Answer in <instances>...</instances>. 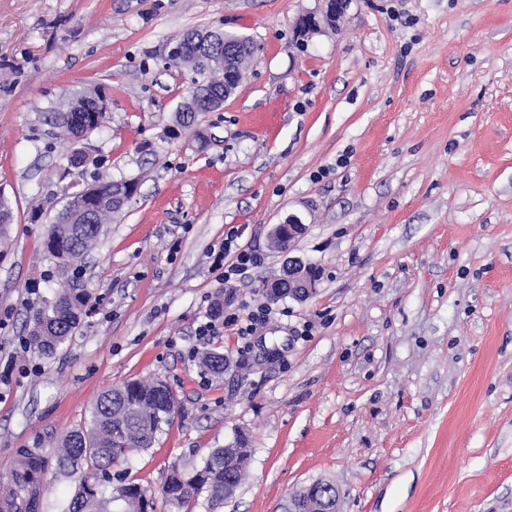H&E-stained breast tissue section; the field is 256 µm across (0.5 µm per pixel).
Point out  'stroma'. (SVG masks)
I'll use <instances>...</instances> for the list:
<instances>
[{"mask_svg": "<svg viewBox=\"0 0 512 512\" xmlns=\"http://www.w3.org/2000/svg\"><path fill=\"white\" fill-rule=\"evenodd\" d=\"M320 0H0V504L20 449L43 458L38 512H66L77 478L58 440L100 394L161 378L178 415L114 466L168 512L171 468L193 474L247 435L236 495L186 512H285L323 479L342 512H512V0H348L301 43ZM259 50L220 112L176 131L191 75L165 65L188 30ZM100 93L88 160L138 195L84 260L91 309L50 356L23 347L50 296V219L81 170L48 122ZM307 226L292 254L273 225ZM264 262L224 280L230 228ZM317 266L316 294L267 303L288 256ZM270 313L247 339L200 337L214 303ZM232 365L205 375L201 352Z\"/></svg>", "mask_w": 512, "mask_h": 512, "instance_id": "obj_1", "label": "stroma"}]
</instances>
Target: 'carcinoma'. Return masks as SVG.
<instances>
[{"label":"carcinoma","instance_id":"1","mask_svg":"<svg viewBox=\"0 0 512 512\" xmlns=\"http://www.w3.org/2000/svg\"><path fill=\"white\" fill-rule=\"evenodd\" d=\"M185 57L168 60L174 69H187L205 80L207 96L200 100L206 109L211 96L224 95V74L206 69L195 57V47L189 45V33L178 40ZM97 99L88 97L84 111L73 112L61 122L56 113L48 119L58 129L59 138L77 143L81 137L99 129L106 113H89ZM98 192L89 201L96 224H63L55 219L44 241V252L55 258L60 283L50 298L26 320V344L44 355L53 354L78 330L86 312L89 295L83 288H67L69 277L77 278L76 263L98 241L100 227L112 221L123 208L112 199L118 181L109 175L93 176ZM203 369L212 375L224 373V354L205 351L200 356ZM177 404L171 389L160 380L129 381L123 386L101 394L94 404L89 428L68 432L59 442L58 461L61 467L78 473V486L68 504V512H108V505L117 503V512H155L153 498L137 484L124 485L117 496H104L109 470L131 454L153 447L163 426L170 424L168 412ZM249 465V454L236 448H216L206 458L201 469L188 477L172 471L161 488V496L172 508L180 510L201 491L209 493L212 506L224 501V486L241 483Z\"/></svg>","mask_w":512,"mask_h":512}]
</instances>
